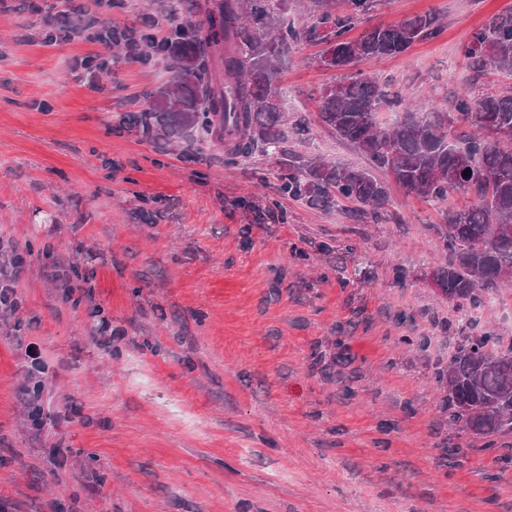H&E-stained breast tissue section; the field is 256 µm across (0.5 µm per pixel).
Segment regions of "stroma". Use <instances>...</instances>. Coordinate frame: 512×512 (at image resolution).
I'll list each match as a JSON object with an SVG mask.
<instances>
[{"label": "stroma", "instance_id": "1", "mask_svg": "<svg viewBox=\"0 0 512 512\" xmlns=\"http://www.w3.org/2000/svg\"><path fill=\"white\" fill-rule=\"evenodd\" d=\"M54 0H0V237L55 247L81 262L80 304L49 265L19 284L14 331L0 315V512H512V463L487 440L448 426L437 358L456 344L453 304L428 273L442 258L437 209L389 184L378 222L291 198L283 221L256 223L274 196L275 158L225 165L159 153L119 124L167 64L120 59L112 89L72 71L93 44L42 46ZM512 0H377L364 27L441 15L443 30L405 53L360 62L388 89L445 108L475 87L459 51L469 31ZM314 47H292L278 83L291 150L357 167L366 160L318 125L333 74ZM161 200L163 221L139 208ZM45 211L53 224L38 223ZM402 269L403 280L393 278ZM103 306L115 335L93 329ZM512 338V287L478 310ZM404 336H428L430 353ZM36 344L50 368L26 420ZM96 462L80 466L77 450Z\"/></svg>", "mask_w": 512, "mask_h": 512}]
</instances>
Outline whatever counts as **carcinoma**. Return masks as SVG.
<instances>
[{"label":"carcinoma","mask_w":512,"mask_h":512,"mask_svg":"<svg viewBox=\"0 0 512 512\" xmlns=\"http://www.w3.org/2000/svg\"><path fill=\"white\" fill-rule=\"evenodd\" d=\"M118 0H93L76 7L59 0L56 12L73 27L91 6L110 9ZM309 21L297 26L286 18L288 0H169L166 35L155 39L147 30L123 41L103 27L100 42L123 49L144 62H170L167 83L143 91V105L123 113L122 127L153 143L166 154L196 157L195 133L222 144L223 160L235 164L257 149L276 157L280 166L276 194L332 211L352 205L358 220L377 222L388 203L385 182L367 169L288 151L287 118L276 87L279 65L298 43L320 45L316 62L340 72L318 98L321 126L351 144L406 193L441 208L437 227L448 260L434 268L435 282L455 308L476 309L485 295L512 277V144H499L498 134H512V88L484 87L458 95L446 110L418 112L405 94L390 92L363 72L348 70L360 61L401 54L414 43L439 35L436 13L417 15L397 24L374 26L349 37L376 0H310ZM475 77L493 69L512 78V11L497 14L472 30L461 45ZM384 110L402 112L391 124L379 122ZM474 133L454 141L459 127ZM455 194L473 203L450 207ZM281 218L278 201L255 212L264 224ZM47 242L21 251L19 261L53 259ZM488 330L461 336L448 360L435 363L438 382L448 385V423L476 435L501 440L503 458L512 460V342ZM25 388L28 418H50L40 403L45 367L28 370Z\"/></svg>","instance_id":"1"}]
</instances>
